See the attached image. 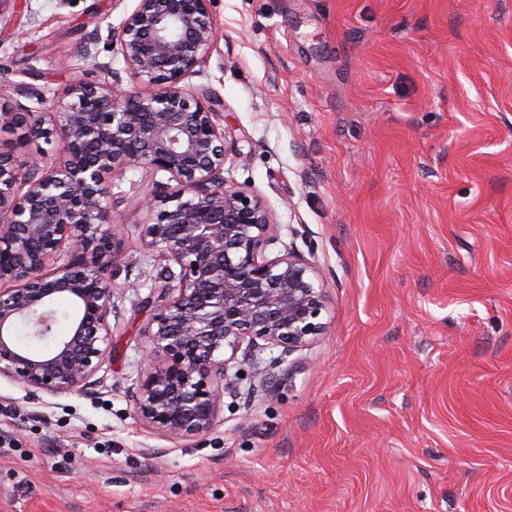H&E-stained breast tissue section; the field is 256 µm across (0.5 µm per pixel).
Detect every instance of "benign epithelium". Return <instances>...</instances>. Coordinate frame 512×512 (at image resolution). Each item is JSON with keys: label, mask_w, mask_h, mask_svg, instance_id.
Masks as SVG:
<instances>
[{"label": "benign epithelium", "mask_w": 512, "mask_h": 512, "mask_svg": "<svg viewBox=\"0 0 512 512\" xmlns=\"http://www.w3.org/2000/svg\"><path fill=\"white\" fill-rule=\"evenodd\" d=\"M211 0H137L108 27L132 80L104 76L67 89L40 112L0 108L16 141H56L51 163H24L0 149V376L32 393L81 390L108 354L117 286L105 276L123 254L111 235L112 187L132 167L168 175L147 196L143 250L161 265L149 298L134 414L153 433L183 439L209 432L239 373L267 379L273 366L325 330L320 272L293 248L271 257L278 224L257 195L228 183L224 130L210 97L183 81L216 38ZM76 306L70 332L53 335L54 296ZM23 324L47 355L19 347ZM278 349L264 364L261 354Z\"/></svg>", "instance_id": "benign-epithelium-1"}]
</instances>
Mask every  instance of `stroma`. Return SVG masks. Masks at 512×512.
<instances>
[{"instance_id":"35a3bbf8","label":"stroma","mask_w":512,"mask_h":512,"mask_svg":"<svg viewBox=\"0 0 512 512\" xmlns=\"http://www.w3.org/2000/svg\"><path fill=\"white\" fill-rule=\"evenodd\" d=\"M136 0H7L0 88L111 64ZM199 73L226 180L313 260L327 328L217 425L133 415L148 297L144 168L113 188L112 346L90 388L0 377V512H512V0H212Z\"/></svg>"}]
</instances>
